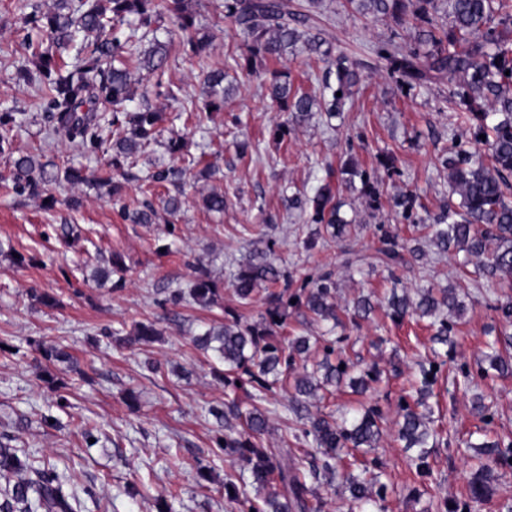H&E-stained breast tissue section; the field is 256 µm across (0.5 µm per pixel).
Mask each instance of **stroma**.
Instances as JSON below:
<instances>
[{"instance_id": "stroma-1", "label": "stroma", "mask_w": 512, "mask_h": 512, "mask_svg": "<svg viewBox=\"0 0 512 512\" xmlns=\"http://www.w3.org/2000/svg\"><path fill=\"white\" fill-rule=\"evenodd\" d=\"M215 4L192 0L210 38L212 59L242 57V38L216 14ZM17 6L18 0H0V109L14 107L29 116L28 125L13 135L14 149L42 154L61 169L106 172L102 155L47 137L44 105L36 90L15 80L16 66L29 54ZM323 11L321 25L329 40L336 51L360 62L361 81L341 116L330 122L313 116L278 145L270 141L268 130L280 115L271 108L261 78L240 69L229 74L237 90L224 106L222 122L203 130L183 118V108L201 106L204 99L199 70L178 52L183 33L165 23L158 28L156 35L169 50V73L181 83L184 96L174 102L151 94L154 78L143 69L136 72L137 90L147 93L150 105L174 115L175 133L200 144L217 170L210 180H189L187 203L176 226L123 222L104 189L92 185L53 188L57 204L47 211L41 200L16 195L11 183L0 182V242L12 247L0 254V437L10 436L16 446L76 474L79 486H93L96 498L88 505L90 512H156L160 498L171 512H235L224 495V479L233 467L217 455L213 422L204 412L223 402L224 385L213 377L191 336L202 323L223 321L225 309L237 307L230 283L239 262L272 239L294 282L331 269L339 306L362 293L381 300L390 288L385 272L359 275L347 269V261L365 267L374 263L380 231L416 236V229L396 218L390 197L413 191L434 210L448 190L441 150L451 137L466 142L471 134L453 131L449 124L447 85L402 86L376 53L389 42L413 43L414 26L390 16L361 15L347 0H324ZM383 150L395 154L396 173L379 166L376 156ZM350 157L382 179L381 207L372 210L358 193L340 190L345 212L356 220L353 232L305 248L312 227L297 212H286L282 192L313 189L326 165L337 167ZM214 188L227 198L220 214L199 204L200 195ZM71 195L81 200L78 211L64 204ZM64 220L83 228L87 240L82 246L71 248L56 238L52 227ZM115 252L127 265L125 286L117 292L91 278L93 268ZM426 252V263L400 269L398 275L411 290L432 284L471 293L472 303L454 320L453 357L455 363L476 367L490 329L499 324L493 306L505 290L468 278L452 256L436 254L434 247ZM19 254L24 264H17ZM196 266L209 268L225 283L222 304L209 309L157 307L155 298L165 289L186 286ZM33 288L54 295L57 306L36 304L29 295ZM146 320L155 321L163 332L151 346H119L97 338L104 328L129 335L136 323ZM336 333L342 338L337 349L343 357L364 367L379 366L388 375L366 394H337L327 400V408L375 405L386 420H394L401 398L411 392L418 362L430 357L425 322H393L379 303L369 320L345 322ZM43 343L66 348L73 365L47 360L39 349ZM129 390L137 395L133 409L124 400ZM434 393V418L444 442L428 459L429 476H419L410 467L393 430H386L379 448L371 452L382 466L383 482L392 489L387 512H427L435 495L467 502L474 443L486 432L512 441V375L477 377L467 387L443 376ZM477 393L492 401V422L474 414ZM61 394L69 401L62 410L56 406ZM46 415L56 418V426L43 423ZM88 424L98 429L99 441L91 447L81 436ZM202 464L211 467V481L200 480ZM130 483L137 485V497L126 495Z\"/></svg>"}]
</instances>
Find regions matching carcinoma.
<instances>
[{"label": "carcinoma", "instance_id": "1", "mask_svg": "<svg viewBox=\"0 0 512 512\" xmlns=\"http://www.w3.org/2000/svg\"><path fill=\"white\" fill-rule=\"evenodd\" d=\"M56 2L58 8L46 13L34 6L31 12L20 14L22 27L46 32L51 45L43 49L28 43L32 52L17 70L16 79L41 92L48 135H63L80 146L88 144L107 157L112 175L105 181L112 182L113 204L120 218L130 224H153L158 218L153 201L147 197L128 201L121 197L122 186L112 181L114 176L126 182L140 180L131 170L130 159L158 143L160 126L168 120L165 113L135 101L129 62L137 60L156 77L154 93L158 97L176 101L181 87L168 74V46L153 39L151 48L143 51L136 32L164 18L172 27L189 33L181 42V52L198 65L207 95L203 111L189 112L187 118L200 129L224 112V98L233 93V84L224 83L229 65L211 60L191 0ZM348 2L361 14L400 17L409 13L427 25L418 31L413 44L389 43L379 57L410 88L428 83L453 85L446 99L454 105L451 118L472 130L473 150L460 148L454 140L442 161L448 169L450 192L459 197L458 205L445 203L432 213L416 194L402 192L393 197L397 216L428 229L429 241L438 254L451 252L462 265H473L477 276L506 281L512 287V202L508 199L512 193V0H447L448 23L440 27L429 17V11L437 9L435 0ZM321 8V0H307L298 7L292 0H220L215 6L247 48L244 61L234 60L236 67L256 74L257 65L287 54L307 63L326 64L318 89L312 92L294 87L285 72L263 71L271 106L283 114V120L271 128L275 141L287 138L317 112L336 115L358 85L359 63L343 53L332 55V43L320 25ZM496 18L503 29L493 26ZM76 45L86 55L71 71L61 63L57 50ZM101 99L112 103V117L105 122L97 113ZM26 121L25 112L0 110V154H14L10 133L22 130ZM189 175H212L205 151L192 158L188 167L162 166L148 175L153 188L161 189L157 197L169 224L181 213V187ZM340 175L359 195L374 203L380 200L378 176L355 164L345 166ZM93 178L95 174L81 168L62 172L32 153L14 158L9 174L0 176L1 181L12 183L18 195L46 197L48 209L56 199L46 194L47 186L74 185ZM284 202L286 210L305 214L307 222L320 225L323 237L341 238L352 231V221L341 216V204L336 202L330 169L313 193L299 192ZM225 204L222 192L202 198L203 209L211 213L224 212ZM54 231L69 245L82 238V229L72 224L56 225ZM380 243L379 263L393 282L386 299L387 315L394 321L406 317L424 320L433 331L432 344L453 345L452 317L465 310L464 297L454 288L433 287L410 295L399 286L395 269L422 260L425 251L387 232ZM274 254L272 244L252 252L231 281L240 303L260 304L257 319L250 321L226 310L224 323L192 338L198 350L213 357L211 373L224 382V408L210 407L207 413L218 425L212 437L214 447L224 454V460L239 466L238 472L225 477V496L238 504V512H323L324 502L311 484L322 477L332 482L339 475L350 493L349 512H383L392 490L381 481V473L366 469L365 478L348 472L345 466L348 451L366 453L378 447L386 429L382 412L375 406L363 407L338 420L317 408V402L345 385L355 393L367 391L380 380L381 372L374 365L359 369L336 358L339 337L288 331L290 308L311 324L343 325L336 304V277L335 272L326 271L295 288ZM125 269L124 257L114 252L108 267L94 270L93 277L111 283L117 291L123 288ZM219 291L211 271L197 267L186 287L164 291L156 305L166 309L189 303L210 308L217 303ZM374 308L371 295L361 294L346 314L354 322L367 318ZM494 310L505 330L478 364L481 378L512 375V333L506 331L512 326V296L498 300ZM160 335L154 323H140L133 335L116 342L147 345ZM432 353L435 360L419 363L417 398H402L394 420L398 439L411 452L410 466L421 475L427 472L430 449L443 442L428 399L448 364V353L436 348ZM279 391L287 399L285 411L294 421L295 441L317 449L306 467L300 466L292 450L262 444V436L272 431L269 410L263 403ZM476 448L481 461L469 480V494L472 500L484 502L494 493L492 483L498 469L512 466V442L487 439ZM0 480V512H86L72 478L25 448L0 443Z\"/></svg>", "mask_w": 512, "mask_h": 512}]
</instances>
